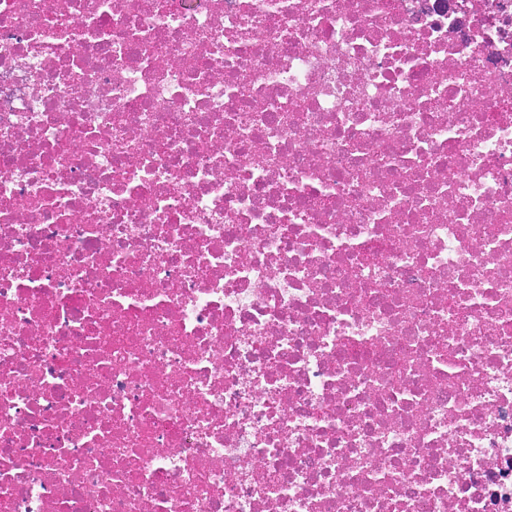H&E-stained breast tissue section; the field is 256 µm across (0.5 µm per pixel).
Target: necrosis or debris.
<instances>
[{
    "label": "necrosis or debris",
    "mask_w": 512,
    "mask_h": 512,
    "mask_svg": "<svg viewBox=\"0 0 512 512\" xmlns=\"http://www.w3.org/2000/svg\"><path fill=\"white\" fill-rule=\"evenodd\" d=\"M0 512H512V0H0Z\"/></svg>",
    "instance_id": "necrosis-or-debris-1"
}]
</instances>
